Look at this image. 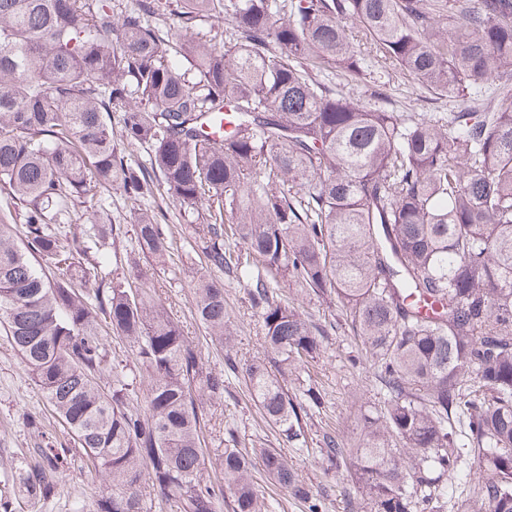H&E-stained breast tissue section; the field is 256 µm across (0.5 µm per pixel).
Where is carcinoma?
<instances>
[{
	"mask_svg": "<svg viewBox=\"0 0 512 512\" xmlns=\"http://www.w3.org/2000/svg\"><path fill=\"white\" fill-rule=\"evenodd\" d=\"M155 2L0 0V193L23 220L0 223V325L104 480L91 512H273L258 465L310 497L284 448H215L223 482L203 476L198 410L224 397V374L139 265L105 273L113 227L76 211L93 180L135 203L158 194L202 207L188 238L205 239L206 266L246 281L264 328L263 355L228 368L245 373L285 448L307 446L304 418L322 400L312 386L289 393L287 379L321 354L327 331L280 288L340 305L387 395L364 410L354 444L325 433L317 449L326 471L345 465L352 512L444 507L463 464L454 415L483 463L463 488L485 512H512V0H176L173 40L149 23ZM209 20L240 40L212 45L197 30ZM357 42L437 93L493 90L446 128L402 121L317 78L336 67L358 77ZM115 108L125 140L149 146V166L114 151ZM225 118L216 143L203 123ZM230 233L244 244L234 257ZM134 235L159 262L172 248L151 209ZM193 312L213 344L234 345L224 282L199 277ZM104 326L145 371L141 406L112 374ZM65 454L40 445L33 465L16 466L33 512L55 496Z\"/></svg>",
	"mask_w": 512,
	"mask_h": 512,
	"instance_id": "carcinoma-1",
	"label": "carcinoma"
}]
</instances>
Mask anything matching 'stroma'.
Wrapping results in <instances>:
<instances>
[{
    "instance_id": "stroma-1",
    "label": "stroma",
    "mask_w": 512,
    "mask_h": 512,
    "mask_svg": "<svg viewBox=\"0 0 512 512\" xmlns=\"http://www.w3.org/2000/svg\"><path fill=\"white\" fill-rule=\"evenodd\" d=\"M364 72L360 77L345 71L331 69L326 84L335 92L350 97L354 102L372 105L376 90H384L389 107L402 118L430 119L437 124L448 122L449 113L462 107L458 99L435 94L407 73L395 69L379 53L364 49ZM158 207L164 214L163 223L173 237L177 251L167 265L139 259L134 253V224L141 207ZM195 209L166 200H147L139 205L128 200L119 188H112L98 196V204L89 213L96 224L120 225L123 234L115 243L117 260L111 263L113 273L127 272L131 262L154 275L160 284L159 296L166 310L180 321L184 333L202 353L209 370L223 373L224 396L204 404L201 410V431L205 448L219 447L221 431L235 433L238 448L251 449L268 445L275 432L254 405L242 374L226 371L224 351L216 349L208 333L193 317L195 280L203 274L224 282V306L234 324L237 336L231 351L238 359L250 360L261 352L262 327L251 308L245 282L222 272L207 269L202 254L203 240L186 239L184 226L195 220ZM291 306L305 318L325 326L326 350L309 364L310 382L323 395L320 408L312 410L306 420V430L312 440V450H289L288 458L314 497L322 502L321 512H351L348 506L352 484L345 475L325 473L316 449L323 433L344 438L357 437L361 417L362 398L371 397L375 380L372 363L354 367L350 361L360 356L362 345L354 336L340 307L317 298L301 295L295 286L285 287ZM44 416L48 431L54 440L65 443L69 437L62 426L48 414V408L39 387L24 369L4 331L0 330V492L11 495L16 512H29L22 487L13 479L18 462H35L37 440L24 424L29 414ZM103 487L101 478L90 473L80 456H72L58 485L56 498L42 512H69L72 502L93 501Z\"/></svg>"
}]
</instances>
